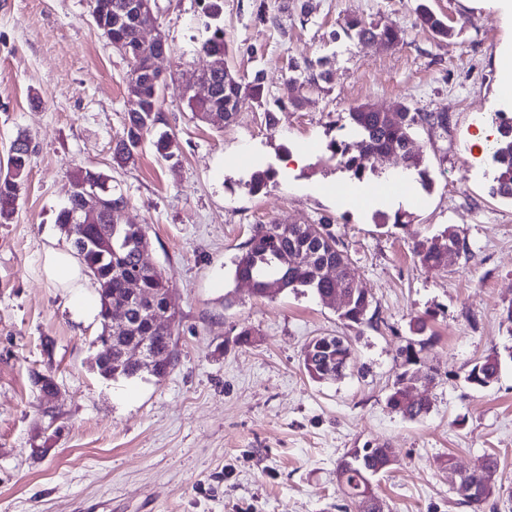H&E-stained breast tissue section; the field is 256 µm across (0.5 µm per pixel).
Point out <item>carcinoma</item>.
I'll return each instance as SVG.
<instances>
[{
    "instance_id": "cac0c4a2",
    "label": "carcinoma",
    "mask_w": 512,
    "mask_h": 512,
    "mask_svg": "<svg viewBox=\"0 0 512 512\" xmlns=\"http://www.w3.org/2000/svg\"><path fill=\"white\" fill-rule=\"evenodd\" d=\"M203 11L209 22L205 23L207 36L195 45L198 55L226 56L227 44L224 41V29L211 25L224 14V0H202ZM419 24L433 35L446 39L454 31L446 21L420 3L416 8ZM349 30L360 40L378 37L389 43L403 40V32L392 25H378L362 19L349 22ZM138 46L137 32L133 27L112 29V48L129 63V71L139 69L144 72V80L138 86L139 107L125 116V132L115 141L113 158L119 164L135 162L138 149L145 136L151 134L158 125L164 123L161 112V92L164 81L153 82L152 56L136 54ZM291 72L301 85L309 89L320 88L326 80V71L316 70L313 63L291 64ZM216 96L212 99L186 98L187 106L197 117L209 111H218L219 121L213 126L221 129L234 117L239 102L250 99L260 107L268 105L269 90L264 83L262 73L255 72L246 79L229 67L216 71L212 77ZM448 124L446 112H412L406 105L400 106L392 117L383 112H373L366 105L359 104L350 108L345 116V126L357 138L358 154L349 155L350 144L336 141L328 145L331 158L337 165L350 173V178L361 182L368 170L372 169V160L377 156L398 152L404 166L420 181L422 188L431 185L422 151L413 148V136L417 129L425 126L443 129ZM155 152L168 160L175 155L176 144L173 137L160 133L153 141ZM30 141L23 135L18 136L9 148L8 167L0 171V223L8 222L15 212L30 164ZM492 160L494 174L490 193L503 199L512 200V129L501 132L496 141ZM276 176V171L268 168L251 175L246 186L249 192L256 194L266 189ZM70 182L83 190L98 194L112 201V219L100 225L103 230H111L112 241L108 246L98 247L82 241L74 217L82 204V197L72 195L68 204L57 216L61 232L70 241L80 264L98 287L100 298L99 319L100 335H105L109 306L113 304H131L136 331L112 340V360L99 359L95 363L97 371L106 378H135L147 372L157 379L164 378L174 362L173 336L175 313L169 311V283L158 267L141 263V255L148 246L147 227L143 224H130L122 218L127 208V199L116 195L106 186L107 176L95 169L79 167L70 173ZM412 252L418 263L427 270H437L442 264V254L425 238L413 243ZM235 278L249 281L255 293L268 297L269 283H279L278 292L307 288L319 299L341 291L348 297V308L341 318L350 324L364 323L371 308L372 300L360 287L357 272L348 251L341 244L332 228L331 220L324 217L316 224H256L241 254L235 260ZM135 280L145 302H130L128 282ZM152 307L167 320L166 328L152 326V319L139 318V308ZM149 336L150 353L154 364L144 369L140 364L121 357L122 346L134 336ZM312 355L303 358L308 376L316 381H325V374L338 367L348 368L352 356V342L347 336H316ZM401 372L388 395V404L410 420H419L430 412V407L415 404L405 398L414 373H423L421 350L408 344L399 349ZM497 355L489 354L474 364L468 374L479 372L480 383L472 385L476 390L492 384L491 378L497 371L493 360ZM360 458L352 459L344 454L338 462L336 473L342 477L348 497L355 512H367L364 503L377 499L372 478L388 469L384 449L361 448Z\"/></svg>"
}]
</instances>
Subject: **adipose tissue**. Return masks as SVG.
<instances>
[{
  "label": "adipose tissue",
  "instance_id": "adipose-tissue-1",
  "mask_svg": "<svg viewBox=\"0 0 512 512\" xmlns=\"http://www.w3.org/2000/svg\"><path fill=\"white\" fill-rule=\"evenodd\" d=\"M43 271L49 281L68 289L76 318L88 319L96 314V294L90 290L80 264L70 252L47 249L43 259Z\"/></svg>",
  "mask_w": 512,
  "mask_h": 512
}]
</instances>
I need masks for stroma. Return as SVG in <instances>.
<instances>
[{"label":"stroma","mask_w":512,"mask_h":512,"mask_svg":"<svg viewBox=\"0 0 512 512\" xmlns=\"http://www.w3.org/2000/svg\"><path fill=\"white\" fill-rule=\"evenodd\" d=\"M266 3L279 28L257 21L255 0H224L220 25L230 68L262 72L274 124L248 99L224 130L193 118L179 89L208 64L193 52L203 4L156 0L170 47L158 63L161 110L178 149L161 159L147 138L137 163L120 166L112 146L124 131L129 65L96 28L91 0H0V162L18 135L33 149L16 212L0 224V512H345L336 467L352 448L394 450L375 479L390 512H466L440 463L470 469L488 455L500 490L485 512H512V202L491 194V160L475 143L494 113H512L499 92L512 18L497 0H428L453 26L448 40L420 27L416 0ZM354 19L399 27L404 41L349 39ZM320 58L331 74L322 88L290 82L289 62ZM361 103L447 113V130L415 135L431 189L388 188L391 156L366 178L374 204L337 194L349 176L320 159ZM244 154L250 164L235 165ZM76 167L106 174L129 201L128 219L148 227L145 260L168 279L179 322L164 379L93 370L99 320L76 319L68 291L42 273L45 251L69 246L56 217ZM268 167L274 183L250 194L246 180ZM398 211L402 224H380L379 213ZM324 216L372 300L370 322L346 325L336 304L307 292L261 298L233 277L252 225ZM449 227L469 255L422 268L413 242ZM422 315L432 380L420 392L432 407L409 420L387 398ZM327 334L350 337L353 362L316 382L303 351ZM493 352L497 381L471 388L467 372ZM36 372L58 386L56 423L42 414Z\"/></svg>","instance_id":"stroma-1"}]
</instances>
